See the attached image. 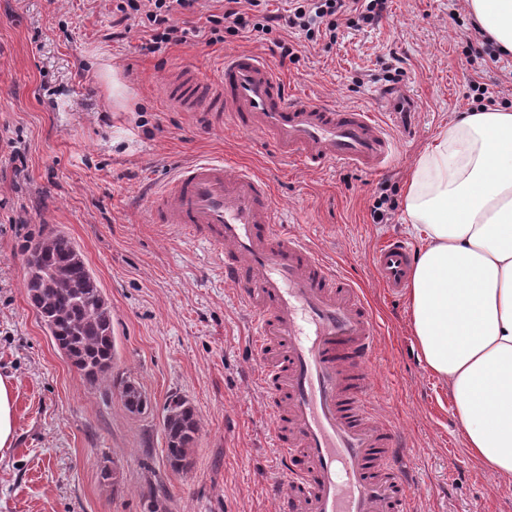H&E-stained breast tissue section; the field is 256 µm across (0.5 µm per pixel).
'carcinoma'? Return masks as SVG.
<instances>
[{
  "label": "carcinoma",
  "instance_id": "1",
  "mask_svg": "<svg viewBox=\"0 0 512 512\" xmlns=\"http://www.w3.org/2000/svg\"><path fill=\"white\" fill-rule=\"evenodd\" d=\"M26 295L37 310L57 348L91 385L112 373L116 359L112 312L98 280L72 239L62 232L40 233L24 247ZM120 398L131 414L148 410L150 402L140 384L126 380ZM166 458L175 473L188 466V455L199 431L193 407L172 395L164 404Z\"/></svg>",
  "mask_w": 512,
  "mask_h": 512
}]
</instances>
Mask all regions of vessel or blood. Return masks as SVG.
<instances>
[{
    "instance_id": "obj_1",
    "label": "vessel or blood",
    "mask_w": 512,
    "mask_h": 512,
    "mask_svg": "<svg viewBox=\"0 0 512 512\" xmlns=\"http://www.w3.org/2000/svg\"><path fill=\"white\" fill-rule=\"evenodd\" d=\"M162 93L182 111L267 137L280 161L315 171L352 165L385 172L416 107L409 91L387 89L395 115L386 123L363 109L293 95L274 65L248 51L225 55L213 78L183 69ZM148 202L151 223L220 250L224 280L253 318L255 356L288 478L278 512H411L409 455L371 398L380 325L358 283L303 234L281 229L271 184L253 170L198 159L153 187ZM370 265L391 294L407 288L412 255L402 239L373 250Z\"/></svg>"
}]
</instances>
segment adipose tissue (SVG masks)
Here are the masks:
<instances>
[{
	"label": "adipose tissue",
	"mask_w": 512,
	"mask_h": 512,
	"mask_svg": "<svg viewBox=\"0 0 512 512\" xmlns=\"http://www.w3.org/2000/svg\"><path fill=\"white\" fill-rule=\"evenodd\" d=\"M512 53V0H469ZM418 241L406 303L428 371L448 386L466 447L512 480V110L457 112L404 196Z\"/></svg>",
	"instance_id": "ef3b65f1"
}]
</instances>
